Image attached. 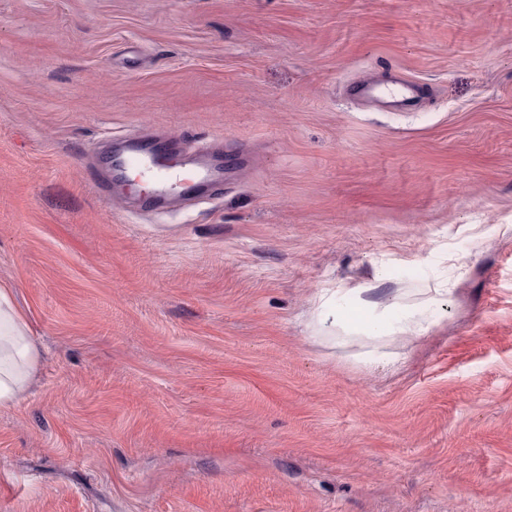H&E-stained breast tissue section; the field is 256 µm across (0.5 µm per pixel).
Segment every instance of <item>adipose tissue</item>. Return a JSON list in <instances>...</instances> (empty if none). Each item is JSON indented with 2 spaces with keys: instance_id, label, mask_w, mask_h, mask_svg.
Returning <instances> with one entry per match:
<instances>
[{
  "instance_id": "obj_1",
  "label": "adipose tissue",
  "mask_w": 512,
  "mask_h": 512,
  "mask_svg": "<svg viewBox=\"0 0 512 512\" xmlns=\"http://www.w3.org/2000/svg\"><path fill=\"white\" fill-rule=\"evenodd\" d=\"M336 290L328 288L317 298L316 319L319 328L346 324L366 335L387 338L418 335L423 331L412 314L400 319L359 311L360 297H350L339 306ZM40 351L30 334L26 320L15 310L9 293L0 289V408L14 405L28 388L39 365Z\"/></svg>"
}]
</instances>
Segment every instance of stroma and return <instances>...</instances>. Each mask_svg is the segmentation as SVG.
<instances>
[{"label": "stroma", "mask_w": 512, "mask_h": 512, "mask_svg": "<svg viewBox=\"0 0 512 512\" xmlns=\"http://www.w3.org/2000/svg\"><path fill=\"white\" fill-rule=\"evenodd\" d=\"M386 66L432 102L348 96ZM154 129L250 165L98 196ZM0 287V512H512V0H0ZM327 288L435 318L321 331ZM40 351L9 293L0 289V408L11 407L28 388Z\"/></svg>", "instance_id": "35a3bbf8"}]
</instances>
